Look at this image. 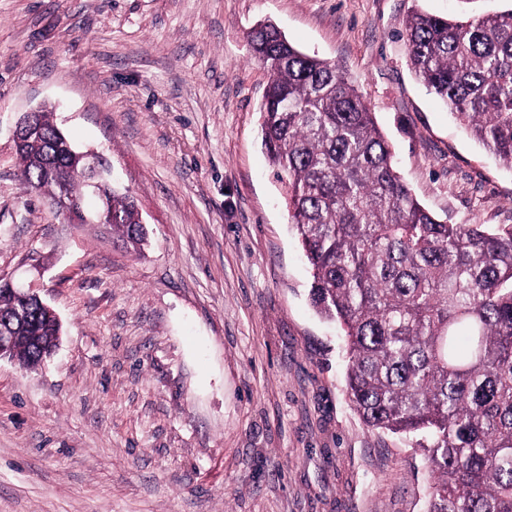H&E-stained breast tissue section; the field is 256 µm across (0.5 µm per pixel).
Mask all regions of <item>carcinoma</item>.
<instances>
[{
  "label": "carcinoma",
  "mask_w": 512,
  "mask_h": 512,
  "mask_svg": "<svg viewBox=\"0 0 512 512\" xmlns=\"http://www.w3.org/2000/svg\"><path fill=\"white\" fill-rule=\"evenodd\" d=\"M270 75L262 140L285 181L311 268L310 301L349 351L351 401L372 429L427 449L428 512H512V224H447L414 197L363 95L336 64L263 26L249 35ZM418 78L512 167V9L406 22ZM52 113L16 152L29 189L83 199L89 170L58 142ZM112 235L138 251L134 198L112 189ZM28 306L16 353L34 369L55 345Z\"/></svg>",
  "instance_id": "obj_1"
}]
</instances>
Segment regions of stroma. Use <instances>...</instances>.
Wrapping results in <instances>:
<instances>
[{"instance_id":"stroma-1","label":"stroma","mask_w":512,"mask_h":512,"mask_svg":"<svg viewBox=\"0 0 512 512\" xmlns=\"http://www.w3.org/2000/svg\"><path fill=\"white\" fill-rule=\"evenodd\" d=\"M459 0H0V279L57 313L34 371L0 360V512H426V453L365 425L262 142L275 24L364 95L417 200L512 224L498 162L410 65L405 21ZM111 163L141 251L66 224L13 130L39 105Z\"/></svg>"}]
</instances>
